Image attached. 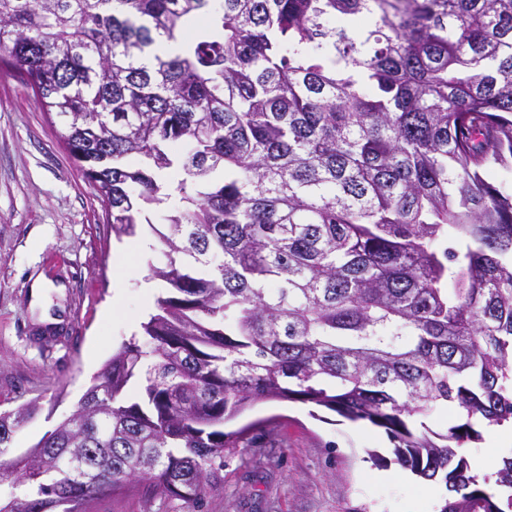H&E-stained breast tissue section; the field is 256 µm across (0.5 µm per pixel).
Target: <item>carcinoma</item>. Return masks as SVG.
Masks as SVG:
<instances>
[{
	"instance_id": "cac0c4a2",
	"label": "carcinoma",
	"mask_w": 512,
	"mask_h": 512,
	"mask_svg": "<svg viewBox=\"0 0 512 512\" xmlns=\"http://www.w3.org/2000/svg\"><path fill=\"white\" fill-rule=\"evenodd\" d=\"M0 62L117 236L179 196L155 313L0 512L195 506L266 400L385 429L440 512H512L484 489L512 457L490 477L462 452L512 423V192L489 181L512 169V0H0ZM450 404L464 422L433 430ZM91 512H187L186 505L179 500L149 499L140 491L100 499Z\"/></svg>"
}]
</instances>
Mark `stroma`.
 I'll use <instances>...</instances> for the list:
<instances>
[{"mask_svg": "<svg viewBox=\"0 0 512 512\" xmlns=\"http://www.w3.org/2000/svg\"><path fill=\"white\" fill-rule=\"evenodd\" d=\"M56 115L0 63V412L33 407L13 435L14 458L62 422L91 379L150 315L143 285L161 257L158 232L178 206L150 209L137 239L147 247L119 266L122 245L106 206L60 137ZM56 324L41 320L34 279ZM250 431L224 451L220 479L199 512H438L443 494L416 499L422 481L378 478L368 451L391 456L384 429L307 405L270 401L239 420ZM92 512H187L182 501L144 492L98 500Z\"/></svg>", "mask_w": 512, "mask_h": 512, "instance_id": "stroma-1", "label": "stroma"}]
</instances>
